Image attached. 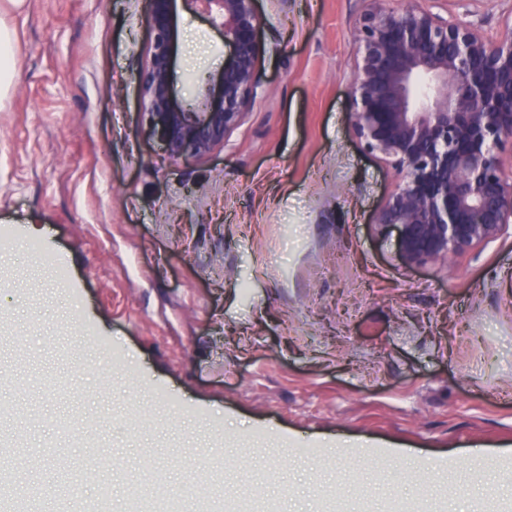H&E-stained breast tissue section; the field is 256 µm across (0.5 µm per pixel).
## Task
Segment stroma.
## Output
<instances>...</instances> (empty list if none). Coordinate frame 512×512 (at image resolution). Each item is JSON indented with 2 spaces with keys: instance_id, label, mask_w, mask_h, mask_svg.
<instances>
[{
  "instance_id": "stroma-1",
  "label": "stroma",
  "mask_w": 512,
  "mask_h": 512,
  "mask_svg": "<svg viewBox=\"0 0 512 512\" xmlns=\"http://www.w3.org/2000/svg\"><path fill=\"white\" fill-rule=\"evenodd\" d=\"M358 0H257L261 86L205 160L140 130L146 0H0V405L6 486L127 512H512V235L404 267L397 178L351 129ZM490 37L512 0H450ZM174 89L229 49L177 19ZM39 246L26 251L27 243Z\"/></svg>"
}]
</instances>
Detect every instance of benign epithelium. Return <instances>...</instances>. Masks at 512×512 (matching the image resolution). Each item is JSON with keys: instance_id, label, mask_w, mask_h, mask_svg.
Segmentation results:
<instances>
[{"instance_id": "7a95c632", "label": "benign epithelium", "mask_w": 512, "mask_h": 512, "mask_svg": "<svg viewBox=\"0 0 512 512\" xmlns=\"http://www.w3.org/2000/svg\"><path fill=\"white\" fill-rule=\"evenodd\" d=\"M352 21L353 133L398 182L374 224L396 232L408 268L446 260L512 228V15L501 39L448 8L450 0H361ZM203 15L229 55L218 90L188 112L170 73L178 11ZM150 41L139 67L141 127L168 160H204L224 147L257 97L260 31L256 0H148Z\"/></svg>"}]
</instances>
